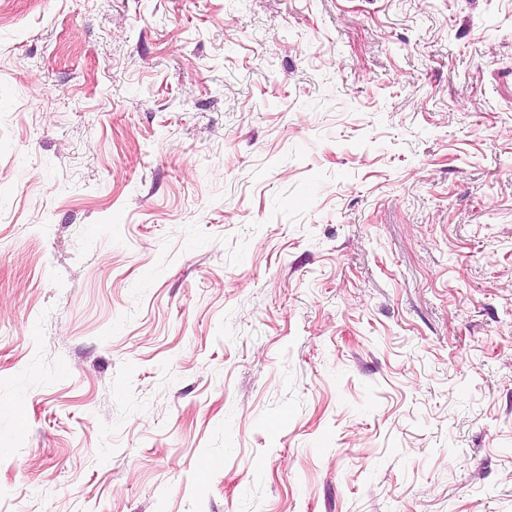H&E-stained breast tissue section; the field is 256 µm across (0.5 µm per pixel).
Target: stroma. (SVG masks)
I'll list each match as a JSON object with an SVG mask.
<instances>
[{
	"instance_id": "stroma-1",
	"label": "stroma",
	"mask_w": 512,
	"mask_h": 512,
	"mask_svg": "<svg viewBox=\"0 0 512 512\" xmlns=\"http://www.w3.org/2000/svg\"><path fill=\"white\" fill-rule=\"evenodd\" d=\"M0 512H512V0H0Z\"/></svg>"
}]
</instances>
